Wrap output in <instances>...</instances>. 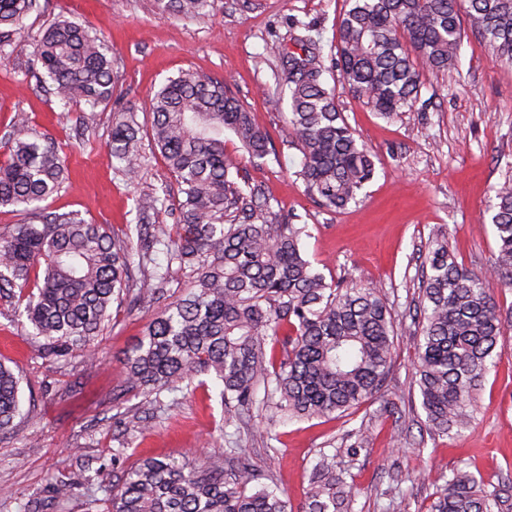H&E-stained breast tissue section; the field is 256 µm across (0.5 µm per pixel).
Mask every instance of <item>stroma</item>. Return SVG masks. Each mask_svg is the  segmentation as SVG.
<instances>
[{
	"label": "stroma",
	"mask_w": 512,
	"mask_h": 512,
	"mask_svg": "<svg viewBox=\"0 0 512 512\" xmlns=\"http://www.w3.org/2000/svg\"><path fill=\"white\" fill-rule=\"evenodd\" d=\"M348 0H214L208 16L161 14L157 0H50L30 15L24 37L0 49V161L17 116L52 136L66 159L67 179L51 209L121 231L136 224L138 199L166 202L155 215L173 224L180 194L147 132L151 99L168 78L193 69L230 82L233 94L279 152L250 162L233 134L225 149L242 174L265 192L273 211L308 227L302 250L326 277L380 288L396 319L410 325L414 298L433 241L443 239L466 268L484 271L495 249L490 201L512 167V64L466 33L455 70L427 74L415 111L384 120L344 85L336 64V33ZM85 23L102 37L114 60L112 100L95 112L63 108L33 64L34 39L57 15ZM322 49L325 80L336 88L341 112L374 156V178L356 202L330 211L314 202L296 177L301 154L288 136V88L280 59L293 49L296 25ZM132 111L143 134L145 174L128 182L112 157L117 113ZM87 113L75 129L73 114ZM18 299H0V359L21 377L22 414L0 433V512L38 506L45 489L82 468L98 471L94 485L76 486L57 512H109L116 475L145 457L201 463L212 445L247 449L273 474L293 506H301L318 451L335 454L357 487L352 512H424L450 468L463 465L484 484L512 476V329L498 345L495 366L478 395L471 426L460 434H424L425 413L414 385L411 336L395 338L392 367L376 400L346 417L227 425L215 382L162 393L164 411L145 427H117V412L143 413L132 392L122 407L124 352L153 318V310L119 306L96 339L95 358L46 360ZM365 431L358 454L349 449ZM127 453L113 459V449Z\"/></svg>",
	"instance_id": "35a3bbf8"
}]
</instances>
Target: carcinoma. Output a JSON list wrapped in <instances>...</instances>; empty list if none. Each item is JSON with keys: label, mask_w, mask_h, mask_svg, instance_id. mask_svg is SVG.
I'll use <instances>...</instances> for the list:
<instances>
[{"label": "carcinoma", "mask_w": 512, "mask_h": 512, "mask_svg": "<svg viewBox=\"0 0 512 512\" xmlns=\"http://www.w3.org/2000/svg\"><path fill=\"white\" fill-rule=\"evenodd\" d=\"M181 18L209 14L211 0H158ZM49 0H0V39L20 37L24 20ZM492 53L512 63V0H353L337 31L342 79L373 112L393 119L414 111L422 72L454 68L463 38L460 13ZM283 60L289 90V135L301 153L305 191L330 210L357 200L374 176L373 155L358 142L324 80L321 49L306 36ZM33 64L63 107L92 109L112 99V56L100 37L58 15L42 30ZM149 138L180 187L177 223L138 224L137 243L106 224L49 210L66 166L52 138L18 119L0 164V206L29 216L0 233V297L25 301L32 338L44 357L95 355V338L124 299L149 307L166 275L154 267L156 246L188 279L185 293L161 309L124 359L123 390L160 402L203 375L218 382L224 423L253 414L292 421L345 415L376 398L394 354L396 327L381 289L342 284L314 271L301 249L304 224L274 212L224 154V132L248 156L271 152L265 133L226 83L205 72L171 77L151 101ZM136 115L112 122V156L131 182L142 178ZM156 196L137 201L138 218L158 211ZM496 249L480 273L464 268L438 241L428 256L419 312L408 327L430 432L460 433L473 417L477 391L493 366L512 309L485 283L512 288V174L494 188ZM20 379L0 361V432L20 415ZM348 473L319 452L303 512H349ZM241 448H226L198 467L145 458L112 486V512H294L287 493ZM81 471L50 487L70 498ZM427 512H512L504 487L487 488L464 466L451 469Z\"/></svg>", "instance_id": "carcinoma-1"}]
</instances>
